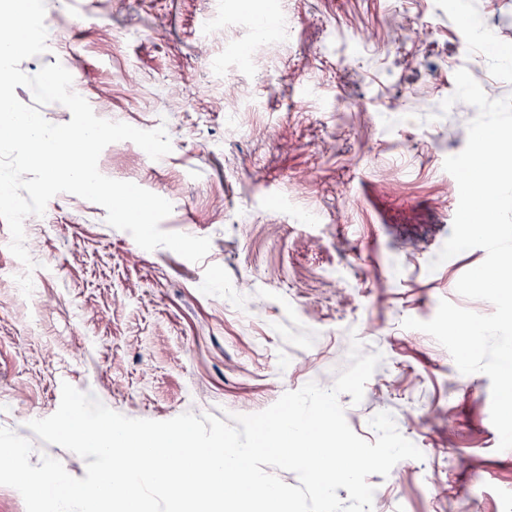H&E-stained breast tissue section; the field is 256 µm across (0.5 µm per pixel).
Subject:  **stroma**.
<instances>
[{"label": "stroma", "mask_w": 512, "mask_h": 512, "mask_svg": "<svg viewBox=\"0 0 512 512\" xmlns=\"http://www.w3.org/2000/svg\"><path fill=\"white\" fill-rule=\"evenodd\" d=\"M58 44L24 60L29 75L70 61L94 113L165 127L151 159L108 145L99 171L171 202L160 227L206 237L202 262L140 248L105 209L53 197L25 240L33 271L0 244V427L31 439V465L80 456L34 438L61 387L130 418L258 413L308 382L330 388L352 342L382 359L345 418L375 442L391 413L423 453L374 474L372 512H512V449L499 450L491 383L461 374L427 333L440 300L488 315L457 293L481 264L473 248L430 269L451 234L456 180L477 110L441 103L480 45L512 46V0H282L288 29L248 67L236 48L266 0H45ZM238 114L235 126L225 109ZM319 213L299 224V210ZM30 273L33 300L19 298Z\"/></svg>", "instance_id": "stroma-1"}]
</instances>
